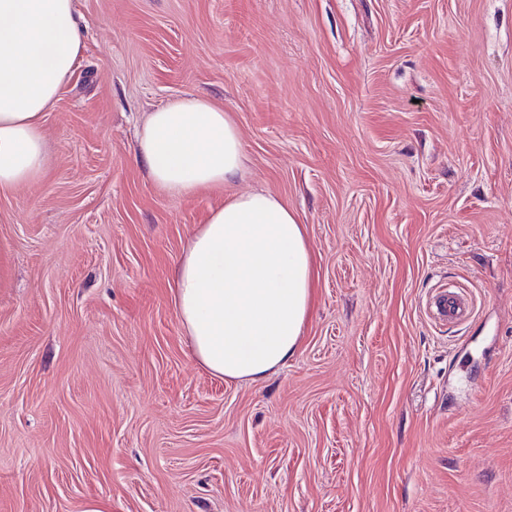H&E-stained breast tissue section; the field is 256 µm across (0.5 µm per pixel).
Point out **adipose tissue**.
Listing matches in <instances>:
<instances>
[{"label":"adipose tissue","mask_w":512,"mask_h":512,"mask_svg":"<svg viewBox=\"0 0 512 512\" xmlns=\"http://www.w3.org/2000/svg\"><path fill=\"white\" fill-rule=\"evenodd\" d=\"M82 51L74 0H0V192L44 175L43 117ZM137 157L170 194L227 187L178 260L171 294L199 364L227 381L265 378L297 353L308 316L304 224L271 193L232 190L244 168L238 127L204 96L150 112Z\"/></svg>","instance_id":"ef3b65f1"}]
</instances>
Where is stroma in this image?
Returning a JSON list of instances; mask_svg holds the SVG:
<instances>
[{
  "mask_svg": "<svg viewBox=\"0 0 512 512\" xmlns=\"http://www.w3.org/2000/svg\"><path fill=\"white\" fill-rule=\"evenodd\" d=\"M44 176L0 192V512H512V0H75ZM234 118L305 224L298 353L199 366L169 292L221 187L135 157ZM474 313L433 318L436 288ZM137 157L156 185L181 196L227 188L244 168L235 120L195 94L149 112L138 133Z\"/></svg>",
  "mask_w": 512,
  "mask_h": 512,
  "instance_id": "35a3bbf8",
  "label": "stroma"
}]
</instances>
